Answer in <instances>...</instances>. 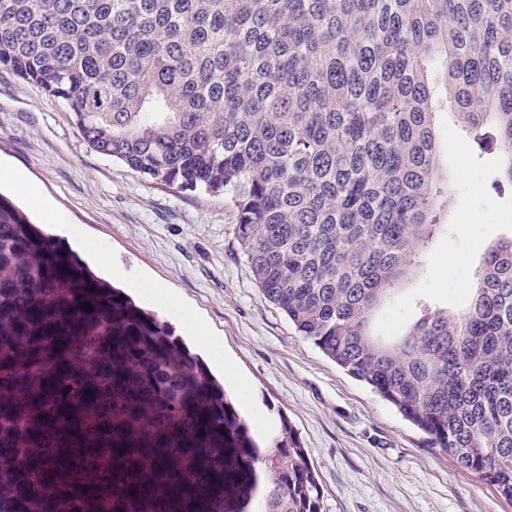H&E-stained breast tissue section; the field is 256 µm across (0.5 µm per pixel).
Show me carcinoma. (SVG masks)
Here are the masks:
<instances>
[{"label":"carcinoma","instance_id":"cac0c4a2","mask_svg":"<svg viewBox=\"0 0 512 512\" xmlns=\"http://www.w3.org/2000/svg\"><path fill=\"white\" fill-rule=\"evenodd\" d=\"M0 68L95 152L228 196L262 296L512 502V236L464 310L372 329L444 229L436 115L512 186V0H0ZM246 444L179 337L0 199V512H224ZM263 463L260 512H321L288 425Z\"/></svg>","mask_w":512,"mask_h":512}]
</instances>
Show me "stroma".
<instances>
[{"label": "stroma", "instance_id": "1", "mask_svg": "<svg viewBox=\"0 0 512 512\" xmlns=\"http://www.w3.org/2000/svg\"><path fill=\"white\" fill-rule=\"evenodd\" d=\"M448 172V232L436 235L424 267L399 283L377 314L384 334L405 332L425 302L457 310L469 292L454 287L458 268L474 271L493 242L512 235V188L500 182L503 158L479 147L457 116L437 117ZM21 174L68 219L44 224L14 184ZM0 194L46 233L66 242L98 276L155 314L216 378L232 359L240 383L225 395L245 419L254 446L230 470L260 472L281 424H289L314 466L322 512H512L478 475L460 468L370 387L297 335L261 295L235 239L227 197L180 191L95 152L65 105L0 68ZM106 251L109 266L94 263Z\"/></svg>", "mask_w": 512, "mask_h": 512}]
</instances>
